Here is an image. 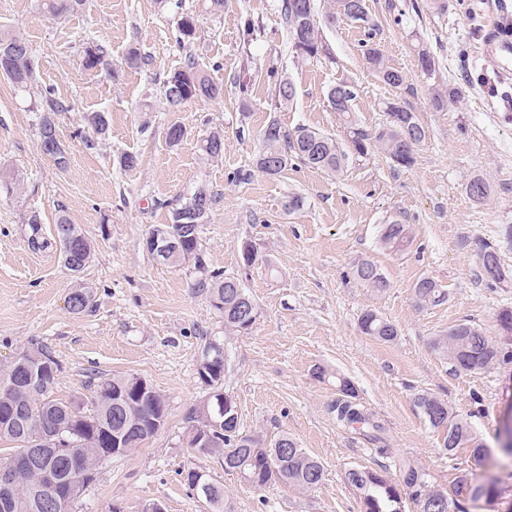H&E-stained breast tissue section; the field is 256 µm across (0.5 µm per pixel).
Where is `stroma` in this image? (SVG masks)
I'll return each instance as SVG.
<instances>
[{
    "mask_svg": "<svg viewBox=\"0 0 512 512\" xmlns=\"http://www.w3.org/2000/svg\"><path fill=\"white\" fill-rule=\"evenodd\" d=\"M280 4L227 0L214 14L202 12L201 0H86L79 11L50 19L37 0H0V34L24 35L36 75L24 91L0 78V177L20 185L0 192V361L36 340L61 363L58 398H87L93 382L115 374L140 378L164 397V426L112 459L76 512H141L153 501L165 512H209L184 472L192 461L185 415L210 391L197 365L211 341L228 358L224 389L237 405L241 432L265 443L288 435L324 467L321 484L303 492L281 482L259 489L206 460L233 512H361L348 472L373 470L395 481L405 461L446 492L462 469L478 481H497L494 498L462 494L456 502L461 512H506L512 459L501 458L499 446L512 364L457 371L432 346L464 321L500 338L497 316L512 309V281L488 285L479 267L490 245L512 271V110L504 105L512 75L497 73L512 72V59L494 65L486 57L488 34L503 19L499 0H365L363 22L331 18L329 0H315L326 51L307 60L291 48ZM190 11L200 22L183 47L177 21ZM248 20L256 31L247 42ZM97 44L109 67L85 66V48ZM366 44L403 72V87H389L368 67ZM133 47L146 59L137 69L123 63ZM422 49L435 60L432 73L420 68ZM189 55L223 84L224 97L193 99L173 112L162 83ZM281 79L294 87L286 104L276 97ZM343 82L355 89L353 115L367 132L386 124L388 101L414 113L427 138L412 167H395L373 148L364 155L351 150L327 98ZM451 87L458 98L437 106V92ZM46 95L65 106L54 116L69 158L62 170L38 145ZM93 112L108 122L104 135L86 121ZM272 119L290 132L306 127L335 137L346 152L341 169L331 174L295 160L280 177L259 171L254 159ZM174 123L186 129L175 147L166 141ZM216 128L224 134V158L207 163L199 145ZM130 154L137 164L127 168L122 159ZM476 179L488 190L481 202L467 191ZM200 188L219 199L200 228L207 266L239 277L258 311L242 333L225 332L193 263L154 259L143 246L149 231L169 223L173 209ZM294 195L304 204L291 212L286 203ZM34 213L43 236H52L64 216L92 241L94 257L81 275L94 290L91 311L70 312L73 278L58 248L30 247L27 218ZM393 221L410 229L405 250L380 241L383 225ZM247 243L260 257L250 268L242 262ZM365 260L387 277L385 292L355 278ZM423 278L445 290L444 303L416 305L413 289ZM369 309L396 325L395 342L361 332L359 318ZM320 369L327 378L317 377ZM340 377L386 425L387 450L337 424ZM421 391L467 421L487 457L475 460L468 446L444 451V431L414 403Z\"/></svg>",
    "mask_w": 512,
    "mask_h": 512,
    "instance_id": "35a3bbf8",
    "label": "stroma"
}]
</instances>
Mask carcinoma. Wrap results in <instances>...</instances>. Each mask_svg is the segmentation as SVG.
<instances>
[{
	"label": "carcinoma",
	"mask_w": 512,
	"mask_h": 512,
	"mask_svg": "<svg viewBox=\"0 0 512 512\" xmlns=\"http://www.w3.org/2000/svg\"><path fill=\"white\" fill-rule=\"evenodd\" d=\"M85 0H40L41 9L55 17L82 8ZM341 14L353 21H366L364 0H334ZM313 0H282L281 14L288 31V39L297 56L312 58L325 50L321 31L313 15ZM199 17L186 13L178 21L179 40L194 39ZM364 55L371 67L389 86L404 84L401 71L388 66L381 53L371 45H364ZM0 76L18 88H27L35 81V70L28 41L19 34L0 36ZM340 92L343 107L336 109L348 125L350 143L357 154H365L373 146L383 153L394 166L410 168L415 163L418 146L426 139L424 127L412 112L397 102L386 106L389 121L382 129L368 138L356 127L352 118L355 93L347 84H338L328 92L333 100ZM162 95L168 109L177 111L187 101L205 97H224V85L211 80L199 68L194 58L171 73L164 81ZM64 110L61 102L46 98V107L39 122L38 144L42 153L59 169L68 166L66 151L57 139L53 115ZM263 147L255 158L256 167L263 173L276 177L288 170L293 159L306 165L336 172L341 167L344 154L336 139L317 130L300 127L292 133L282 129L277 120H271L262 133ZM202 158L215 162L224 154V135L210 133L200 143ZM217 203L214 195L204 189L195 190L185 203L173 210L170 223L155 228L159 234L183 230L178 245L169 250L165 261L181 264L193 258L197 269L208 273L200 287L208 290L215 309L224 315V329L228 332L247 331L252 324L240 318L241 308L250 309V316L257 317L254 302L247 295L241 280L220 271L207 270L200 249L199 235L188 228L190 224L206 223L209 213ZM31 235L29 244L34 249H44L51 242L40 235V220L35 214L28 218ZM55 240L60 246L63 266L73 275H81L92 258V246L81 228L66 217L55 224ZM411 241L409 228L397 221L384 225L381 242L391 249H400ZM481 277L490 284L507 282L496 250L488 245L480 254ZM354 276L366 287L377 293L389 288V282L371 261L356 266ZM418 304L437 306L445 301L446 293L434 280L423 278L414 288ZM94 291L82 282H75L68 294V307L74 314L87 311L93 302ZM362 333L378 341L392 343L398 331L393 323L374 310L360 318ZM433 346L442 350L456 370L484 369L492 365L512 362V349H505L492 338L484 335L471 323L452 326L448 334L437 337ZM61 364L51 349L33 343L17 353L13 359L0 363V441L13 444L12 452L4 457L31 454L39 430L54 431L61 438L57 447L46 449L43 454H32L30 466L20 474L14 486L0 487V512H75L77 502L85 487L94 482L100 470L116 455L112 448L120 446L132 451L152 438L164 425L166 412L162 411L165 399L156 390L136 397L128 389L135 377L114 375L94 385L90 410H85L81 400L63 401L55 391ZM336 389L341 398L336 402V418L344 426L357 431L371 441L383 440L384 426L367 408L356 402V391L346 378L336 377ZM415 404L434 428L447 432L443 447L451 451L473 441L467 422L455 418L443 400L428 392L415 396ZM186 421H195L211 432L210 447L197 452L206 458H219L229 470L242 469L252 477V485L261 488L272 482L291 484L303 491L316 488L323 479V465L309 455L290 437L282 435L268 447L240 431H224L223 418L209 421L200 410L193 407ZM52 473L59 486L76 485L75 493L68 499L65 509L56 506L45 492V473ZM402 482L393 483L383 475L369 470L353 469L348 472L349 483L358 491L362 512H405L406 501H411L416 512H452L455 501L448 493L429 486L426 473L411 463H403ZM459 487H467L471 497L479 499L495 495V483L471 484L469 472L464 470L457 477ZM211 512H232L224 484L210 480L205 498Z\"/></svg>",
	"instance_id": "1"
}]
</instances>
